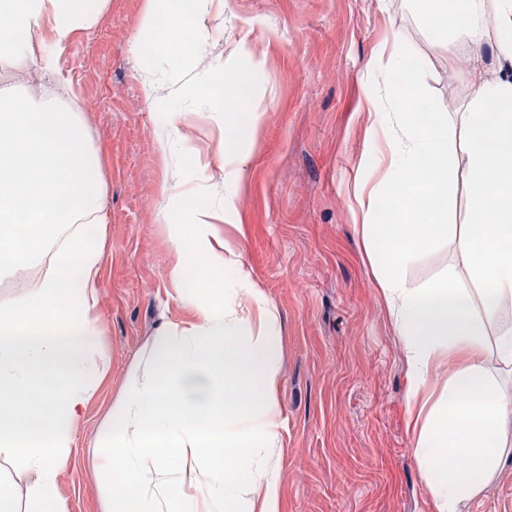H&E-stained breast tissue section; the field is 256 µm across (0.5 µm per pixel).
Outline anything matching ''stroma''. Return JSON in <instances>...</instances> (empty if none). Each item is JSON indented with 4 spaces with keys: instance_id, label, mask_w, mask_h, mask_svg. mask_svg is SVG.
Returning <instances> with one entry per match:
<instances>
[{
    "instance_id": "stroma-1",
    "label": "stroma",
    "mask_w": 512,
    "mask_h": 512,
    "mask_svg": "<svg viewBox=\"0 0 512 512\" xmlns=\"http://www.w3.org/2000/svg\"><path fill=\"white\" fill-rule=\"evenodd\" d=\"M148 0H108L97 23L77 31L61 57L105 183V246L96 318L110 368L78 423L70 463L59 477L68 512H101L96 438L123 396L124 383L166 324L197 321L188 290L170 270L177 259L169 192L182 190L194 209L224 192L211 167L202 187L180 184L162 109L147 100L144 78L166 86L180 73L155 50L146 24ZM193 63L223 75L247 68L234 55L247 41L264 61V77L247 97L261 118L238 146L251 159L237 210L219 223L251 277L280 310V389L284 430L272 450L282 512H437L421 479L408 427L410 384L402 339L381 296L365 246L355 183L380 180L366 106L373 78L368 61L385 66L393 43L421 62L418 80L437 112L463 104L455 78L464 59L438 40L410 0H222L203 21ZM145 45L143 56L129 50ZM238 94L224 91L193 118L192 146L215 156L227 146ZM467 261L453 240L440 239L406 267L420 285ZM512 501V467L461 512H504Z\"/></svg>"
}]
</instances>
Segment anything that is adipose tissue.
<instances>
[{
    "label": "adipose tissue",
    "instance_id": "1",
    "mask_svg": "<svg viewBox=\"0 0 512 512\" xmlns=\"http://www.w3.org/2000/svg\"><path fill=\"white\" fill-rule=\"evenodd\" d=\"M107 0H0V56L39 61L42 79L68 93L60 58L74 32L91 27ZM164 18L157 46L187 62L215 0H151ZM424 22L462 24L469 43L458 80L465 104L433 111L392 45L367 119L385 150L368 193L389 212L358 225L377 286L402 338L410 373L408 424L437 512H459L512 461V392L486 363L512 366V0H413ZM249 156L224 160L223 198L191 214L192 261L170 275L194 286L198 322L163 326L125 382L119 409L99 432L101 476L112 483L101 512H281L268 464L282 430L277 398L280 315L218 232L237 206ZM464 182L470 224L463 253L481 251L466 275L411 284L404 269L435 238L451 234L453 190ZM98 159L77 112L0 87V273L44 262L19 299L0 303V458L33 478L29 512H68L58 489L77 424L108 368L92 350L104 227ZM35 230L18 234L16 225ZM232 269L239 291L224 297L197 282L199 265ZM497 327L495 346L486 342ZM472 462L462 478L453 458Z\"/></svg>",
    "mask_w": 512,
    "mask_h": 512
}]
</instances>
